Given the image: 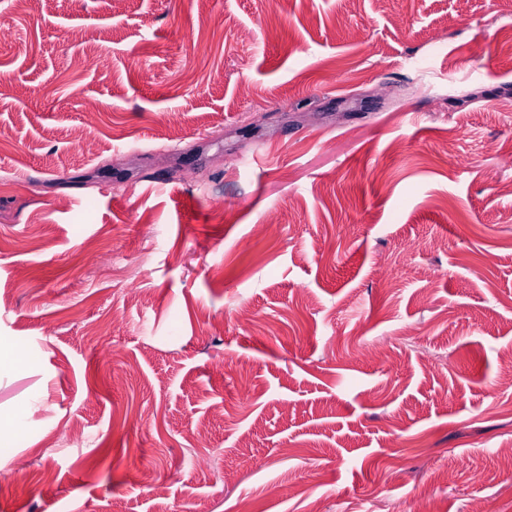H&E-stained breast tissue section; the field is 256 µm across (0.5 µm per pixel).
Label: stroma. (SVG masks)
I'll use <instances>...</instances> for the list:
<instances>
[{
	"mask_svg": "<svg viewBox=\"0 0 512 512\" xmlns=\"http://www.w3.org/2000/svg\"><path fill=\"white\" fill-rule=\"evenodd\" d=\"M0 26V512H512V0Z\"/></svg>",
	"mask_w": 512,
	"mask_h": 512,
	"instance_id": "1",
	"label": "stroma"
}]
</instances>
